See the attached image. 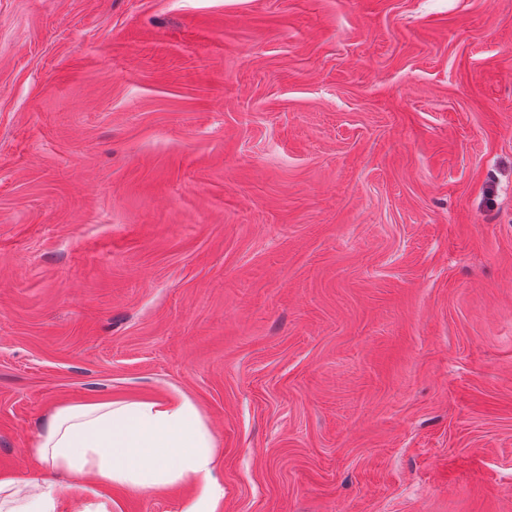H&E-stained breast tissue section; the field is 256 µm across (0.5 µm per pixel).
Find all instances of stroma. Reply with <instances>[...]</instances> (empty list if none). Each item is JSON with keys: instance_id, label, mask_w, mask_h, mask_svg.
<instances>
[{"instance_id": "stroma-1", "label": "stroma", "mask_w": 512, "mask_h": 512, "mask_svg": "<svg viewBox=\"0 0 512 512\" xmlns=\"http://www.w3.org/2000/svg\"><path fill=\"white\" fill-rule=\"evenodd\" d=\"M177 392L214 512H512V0H0V473Z\"/></svg>"}]
</instances>
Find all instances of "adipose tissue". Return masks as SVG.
Returning a JSON list of instances; mask_svg holds the SVG:
<instances>
[{
    "label": "adipose tissue",
    "mask_w": 512,
    "mask_h": 512,
    "mask_svg": "<svg viewBox=\"0 0 512 512\" xmlns=\"http://www.w3.org/2000/svg\"><path fill=\"white\" fill-rule=\"evenodd\" d=\"M215 436L184 396L74 401L48 418L30 453L66 471L68 485L0 473V512H112L104 488L130 493L196 489L184 512H214L223 489L213 473Z\"/></svg>",
    "instance_id": "obj_1"
}]
</instances>
